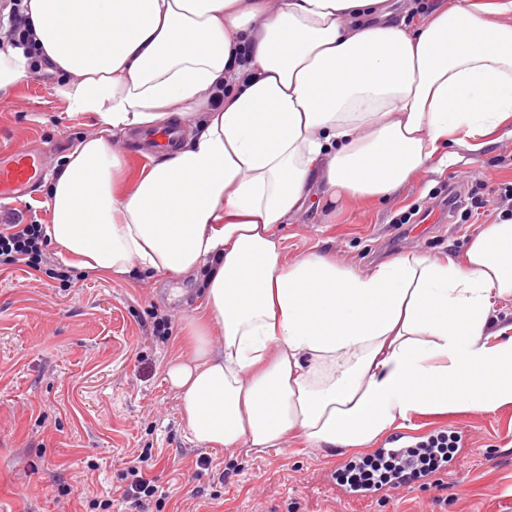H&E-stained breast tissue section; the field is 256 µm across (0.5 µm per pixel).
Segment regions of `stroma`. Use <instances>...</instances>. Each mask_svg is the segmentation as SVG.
Returning a JSON list of instances; mask_svg holds the SVG:
<instances>
[{
    "label": "stroma",
    "instance_id": "1",
    "mask_svg": "<svg viewBox=\"0 0 512 512\" xmlns=\"http://www.w3.org/2000/svg\"><path fill=\"white\" fill-rule=\"evenodd\" d=\"M58 81L31 74L0 93V153L44 148L54 172L94 131L89 114L66 111ZM502 183H512L511 137L462 152L455 166L419 176L382 204L350 202L333 212L309 200L285 246L292 257L320 252L360 266L407 250L458 252L495 217L491 199ZM443 187L470 217L423 232L397 223L412 210L442 212L435 194ZM475 198L485 207L472 209ZM200 300L192 278L75 270L63 285L23 265L0 270V512H90L103 499L112 512H512V408L414 416L401 429L409 441L461 434L463 470L360 501L347 500L332 476L342 455L296 439L250 456L191 442L165 365ZM161 317L170 319V335H153ZM145 452L146 475L162 497L138 504L122 498L121 475L125 459ZM202 455L211 470L198 468Z\"/></svg>",
    "mask_w": 512,
    "mask_h": 512
}]
</instances>
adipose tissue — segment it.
<instances>
[{
  "mask_svg": "<svg viewBox=\"0 0 512 512\" xmlns=\"http://www.w3.org/2000/svg\"><path fill=\"white\" fill-rule=\"evenodd\" d=\"M394 2L25 0L57 96L97 127L46 236L78 270L197 277L165 370L197 444L364 451L416 415L512 406V215L457 255L286 254L311 187L382 200L512 136V0H440L415 27ZM175 121L181 143L130 173L112 139Z\"/></svg>",
  "mask_w": 512,
  "mask_h": 512,
  "instance_id": "obj_1",
  "label": "adipose tissue"
}]
</instances>
